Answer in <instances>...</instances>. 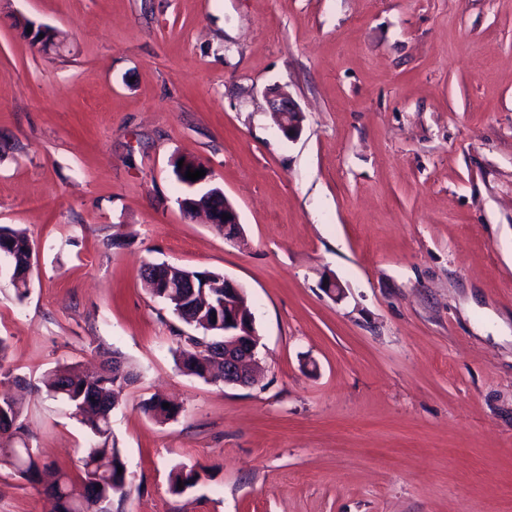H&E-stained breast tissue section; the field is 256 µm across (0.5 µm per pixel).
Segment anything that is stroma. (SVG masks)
<instances>
[{"mask_svg":"<svg viewBox=\"0 0 512 512\" xmlns=\"http://www.w3.org/2000/svg\"><path fill=\"white\" fill-rule=\"evenodd\" d=\"M181 156L237 239L182 212ZM0 225L36 249L22 298L0 257V394L42 460L78 475L93 439L47 373L101 345L139 374L122 512H512V0H0ZM149 262L243 289L254 385L179 369ZM0 512L54 503L1 467ZM268 105L272 112L277 113L279 128L284 136L289 140L296 138L301 129L303 113L290 94L283 89H275L269 94ZM179 206L181 210L188 215H192L194 213H198L202 211L205 213L208 223L212 225L216 229V224H224V239L232 240L240 233V223L238 213L233 206V204L227 199L224 195V214L229 215V219L218 217L212 212H207L203 209H193L190 210L187 203L185 202V198H180L178 200Z\"/></svg>","mask_w":512,"mask_h":512,"instance_id":"35a3bbf8","label":"stroma"}]
</instances>
